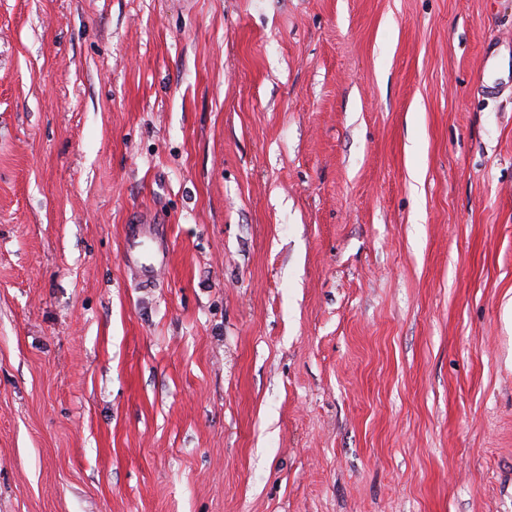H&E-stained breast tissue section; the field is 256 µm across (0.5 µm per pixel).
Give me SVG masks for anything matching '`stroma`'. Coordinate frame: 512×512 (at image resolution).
Instances as JSON below:
<instances>
[{"label": "stroma", "mask_w": 512, "mask_h": 512, "mask_svg": "<svg viewBox=\"0 0 512 512\" xmlns=\"http://www.w3.org/2000/svg\"><path fill=\"white\" fill-rule=\"evenodd\" d=\"M0 512H512V0H0Z\"/></svg>", "instance_id": "stroma-1"}]
</instances>
